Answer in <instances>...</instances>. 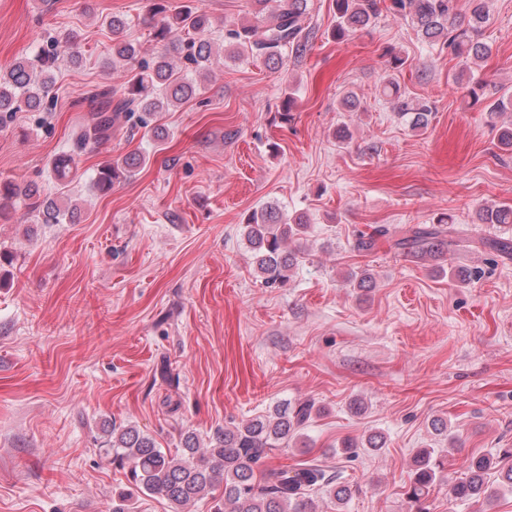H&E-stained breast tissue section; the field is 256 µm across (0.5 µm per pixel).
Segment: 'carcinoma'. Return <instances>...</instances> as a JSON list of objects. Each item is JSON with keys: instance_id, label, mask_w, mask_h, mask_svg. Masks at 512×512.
Here are the masks:
<instances>
[{"instance_id": "1", "label": "carcinoma", "mask_w": 512, "mask_h": 512, "mask_svg": "<svg viewBox=\"0 0 512 512\" xmlns=\"http://www.w3.org/2000/svg\"><path fill=\"white\" fill-rule=\"evenodd\" d=\"M255 22L233 23L224 33L227 55L239 59L247 54L263 60L266 67L280 69L288 54L299 56L309 43L310 0H254ZM336 38L374 23L383 12L411 19L418 35L439 42L461 59L463 67L454 77L464 95L477 102L493 82L474 77L469 60L488 55L490 46L482 41L489 23L486 0H469V16L456 21L458 0H333ZM152 17L159 18L154 37L164 43L162 51L147 58L139 46L125 40L112 43V69H121L124 83L120 89L105 88L89 97V116L75 133L68 150L51 162L57 185L53 197L44 196L36 183L19 187L0 180V202L23 199L28 214L37 224H73L80 219L81 207L66 188L77 177V158L92 144L112 137V128L121 115L138 116L140 127L162 141L163 127L153 124L159 113L181 105L199 95L201 79L206 77L213 54L212 42L204 35L212 27L210 18L184 4L172 7L170 0H153ZM60 55L42 50L0 71V118L13 112H40L52 94ZM383 94L391 98L394 109L414 129L429 126L433 108L424 98H410L399 83L389 80ZM499 148L512 154V122H501ZM144 154H130L118 162L101 165L93 186L102 193L112 190L120 180H130L147 163ZM482 224H512V206L488 204L479 211ZM454 220L441 215L430 225H396L377 228L357 235L355 248L369 252L385 241L395 250H409L421 258L448 253L458 245L454 239ZM307 222L299 216L286 218L275 207L265 205L249 214L244 233L259 277L268 287L282 286L290 278L297 256L288 241L304 232ZM485 249L512 256V240L481 238ZM315 402L305 400L294 405L286 402L268 414L258 415L231 428L218 430L209 447H201L197 434H182L180 447L170 451L158 447L155 439L134 426L112 428V444L106 454L112 461L130 465V484L112 498V512H128V502L137 492L158 494L173 512H187L196 502L212 501L211 512H317L314 496L325 491L336 503L350 495L347 486L336 487L333 476L317 466L276 467L266 464L281 448H287L303 436L312 417ZM495 456H480L468 464L464 476L450 485L459 499L490 501L499 489L489 484L487 472L496 467ZM443 469V460L435 450H425L418 461L408 490V498L421 505L429 497ZM224 493L215 496L218 486Z\"/></svg>"}]
</instances>
